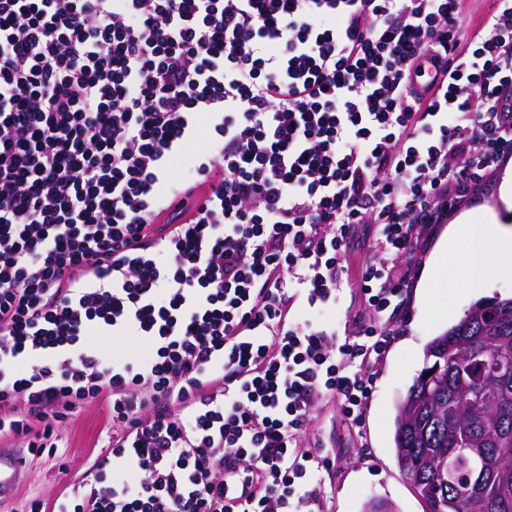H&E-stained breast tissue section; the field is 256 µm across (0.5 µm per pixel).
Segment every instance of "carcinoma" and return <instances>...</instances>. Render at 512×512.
Here are the masks:
<instances>
[{
  "instance_id": "cac0c4a2",
  "label": "carcinoma",
  "mask_w": 512,
  "mask_h": 512,
  "mask_svg": "<svg viewBox=\"0 0 512 512\" xmlns=\"http://www.w3.org/2000/svg\"><path fill=\"white\" fill-rule=\"evenodd\" d=\"M395 419L430 512H512V298L480 301L426 348Z\"/></svg>"
}]
</instances>
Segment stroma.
Here are the masks:
<instances>
[{
  "label": "stroma",
  "instance_id": "1",
  "mask_svg": "<svg viewBox=\"0 0 512 512\" xmlns=\"http://www.w3.org/2000/svg\"><path fill=\"white\" fill-rule=\"evenodd\" d=\"M507 171L512 172V159L500 163L447 223L431 226L424 237L421 270H428L448 230L465 239L471 220L486 211H494L498 223L512 226V210L505 209L498 198L500 179ZM476 301L462 266L457 267L452 286H435L428 298H421L419 287L410 288L407 308L393 327L390 351L376 368L363 435L350 429L335 402L318 404L307 436L323 441L329 450L320 470V512H364L366 503L374 499L387 502L393 512H426L396 462L397 407L424 366L428 343L457 323ZM104 425L105 417L96 405H85L74 413L59 428L60 455H28L26 481L12 500L0 506V512H30L32 501L52 502L65 485L88 476L90 455L102 444Z\"/></svg>",
  "mask_w": 512,
  "mask_h": 512
}]
</instances>
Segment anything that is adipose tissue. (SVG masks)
I'll return each instance as SVG.
<instances>
[{"mask_svg": "<svg viewBox=\"0 0 512 512\" xmlns=\"http://www.w3.org/2000/svg\"><path fill=\"white\" fill-rule=\"evenodd\" d=\"M511 234V230L500 224H476L465 242L449 237L427 273L428 285L450 280L454 261L458 258L463 259L468 269V286L472 291L479 292L488 287L489 269H496L502 276H511L512 248L503 245Z\"/></svg>", "mask_w": 512, "mask_h": 512, "instance_id": "obj_1", "label": "adipose tissue"}]
</instances>
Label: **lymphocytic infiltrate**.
<instances>
[{"mask_svg": "<svg viewBox=\"0 0 512 512\" xmlns=\"http://www.w3.org/2000/svg\"><path fill=\"white\" fill-rule=\"evenodd\" d=\"M463 2L0 0V436L108 424L53 512L315 504L298 436L361 429L428 226L512 155V0ZM357 301L356 298L355 306L348 310L350 295L347 293V297L344 301L336 304V307L333 306L325 309L317 315V320L326 326H335L336 331L342 334L345 324L348 326V324L351 323L350 321L358 309ZM98 343H100L101 348L112 357H126L144 350L141 343L132 335L115 339H112L111 336L109 339L103 341L98 339Z\"/></svg>", "mask_w": 512, "mask_h": 512, "instance_id": "f902f5d3", "label": "lymphocytic infiltrate"}]
</instances>
